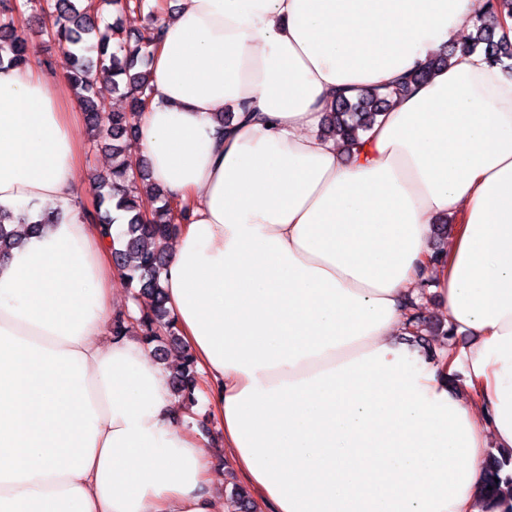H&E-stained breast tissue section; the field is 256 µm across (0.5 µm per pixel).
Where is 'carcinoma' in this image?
I'll use <instances>...</instances> for the list:
<instances>
[{"label":"carcinoma","instance_id":"1","mask_svg":"<svg viewBox=\"0 0 512 512\" xmlns=\"http://www.w3.org/2000/svg\"><path fill=\"white\" fill-rule=\"evenodd\" d=\"M117 11L148 10L151 24L145 32L126 39L113 41L109 30L113 25L105 22V15ZM159 3L147 0H0V65L6 63L21 68L26 63L28 43L25 30L16 25L15 17L28 11L41 12L54 17L55 23L49 40L68 52L71 70L68 81L75 95L84 104L87 130L96 145L112 150L113 165L110 171L93 178L96 211L82 212V218L100 226L105 236H110L115 221L112 212H120L125 228L111 239L112 259L127 279L134 292L132 299H147L139 308L140 316L125 311L112 318V336L127 335L137 327L149 343L155 344L154 356H161L168 346L180 344V337L170 310L167 307L161 276L167 264L165 241L177 228L175 214H185L186 207L176 208L163 190L148 187L140 195L120 194L116 186L130 179L131 166L123 155V140L136 137L137 116L154 94L148 82L151 57L161 41V27L157 13ZM482 51L489 59L505 64L512 60V43L496 37V33L483 17H477L471 43L453 49L436 59V66H446L457 55ZM427 70L408 73L400 78L392 93L368 94L350 99L345 92L336 94L334 111L326 113L321 132L353 146L371 129L378 116L389 106L391 95L408 93L414 85L427 80ZM119 94L130 99L133 111L107 113L108 100ZM60 214L42 212L37 219L26 214L15 217L0 211V256L6 257L18 244L14 222L24 223L30 233L36 234L46 224H56ZM172 391L184 403L194 406L197 397L196 370L193 356L182 352L181 364L170 376ZM512 465V450L499 455L491 454L486 463V485L490 498L512 497V474H503ZM229 501L233 512H253L254 502L238 484H233Z\"/></svg>","mask_w":512,"mask_h":512}]
</instances>
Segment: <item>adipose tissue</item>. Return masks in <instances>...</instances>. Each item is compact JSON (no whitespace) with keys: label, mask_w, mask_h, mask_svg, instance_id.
I'll return each instance as SVG.
<instances>
[{"label":"adipose tissue","mask_w":512,"mask_h":512,"mask_svg":"<svg viewBox=\"0 0 512 512\" xmlns=\"http://www.w3.org/2000/svg\"><path fill=\"white\" fill-rule=\"evenodd\" d=\"M179 2L136 152L190 206L162 285L243 487L272 512H512L484 492L512 449V74L478 50L360 147L320 132L338 90L428 68L485 0ZM76 109L67 80L0 66V209L63 214L0 259V512H224L169 370L105 328L118 270L80 217ZM423 281L466 350L405 343Z\"/></svg>","instance_id":"adipose-tissue-1"}]
</instances>
